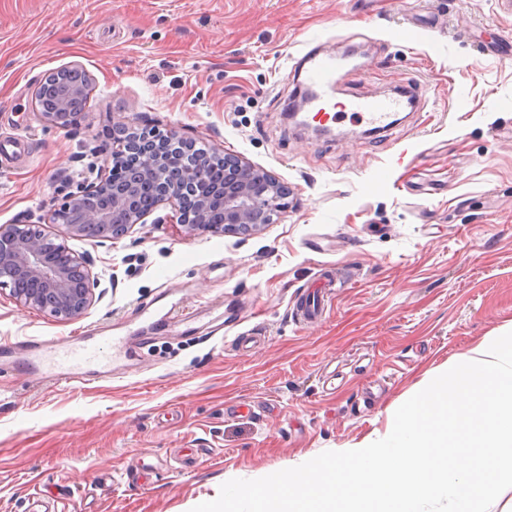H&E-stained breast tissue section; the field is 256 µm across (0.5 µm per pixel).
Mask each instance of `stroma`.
I'll return each mask as SVG.
<instances>
[{"label": "stroma", "instance_id": "1", "mask_svg": "<svg viewBox=\"0 0 512 512\" xmlns=\"http://www.w3.org/2000/svg\"><path fill=\"white\" fill-rule=\"evenodd\" d=\"M315 46L341 58L338 94L408 86L415 109L379 135L289 123ZM72 64L93 91L63 128L31 99ZM118 125L241 159L288 208L245 236L162 223L163 204L129 236L74 242L101 282L74 319L0 287V512L37 492L63 512H191L228 480L387 437L449 359L512 326V0H0V142H25L0 158V225L96 180ZM327 275L332 307L297 322ZM174 303L233 324L176 332ZM83 330L129 338L105 377L21 370V342Z\"/></svg>", "mask_w": 512, "mask_h": 512}]
</instances>
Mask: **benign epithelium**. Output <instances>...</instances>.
I'll list each match as a JSON object with an SVG mask.
<instances>
[{"mask_svg":"<svg viewBox=\"0 0 512 512\" xmlns=\"http://www.w3.org/2000/svg\"><path fill=\"white\" fill-rule=\"evenodd\" d=\"M66 70L77 74V79L62 90L59 108L63 110L70 99L86 95L92 87V78L81 65L73 64ZM43 84L41 79L34 87L32 108L37 117L59 124L62 113L43 112L38 107ZM160 139L161 143L154 145L112 135V152L106 155L105 172L97 181L70 194L43 218L45 224L62 225L63 235L52 236L36 224L0 226V285L10 287L17 303L55 317L72 319L84 314L99 282L92 274L90 257L70 248L67 241L85 239L91 227L102 229L98 235L102 241L132 233L149 215L133 205L134 193L144 181L152 180L158 187L157 203L172 207V214L156 223L180 224L190 233L256 231L264 222L273 223L287 208L288 190L264 171L241 161L234 165L239 176L233 184L218 187L188 206L192 188L205 179L211 154L175 130L160 135ZM177 146L196 152L198 160L182 170L179 178L169 180L164 154ZM134 153L140 155L142 164L126 181L118 183L107 175L114 164Z\"/></svg>","mask_w":512,"mask_h":512,"instance_id":"benign-epithelium-1","label":"benign epithelium"}]
</instances>
